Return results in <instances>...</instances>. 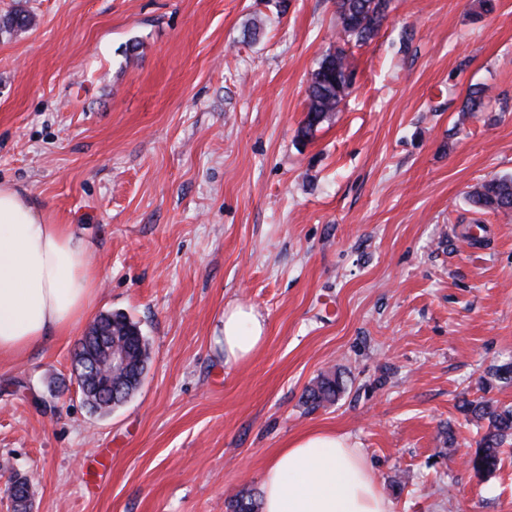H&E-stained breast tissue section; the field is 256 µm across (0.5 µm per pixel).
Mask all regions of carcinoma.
<instances>
[{
	"instance_id": "cac0c4a2",
	"label": "carcinoma",
	"mask_w": 512,
	"mask_h": 512,
	"mask_svg": "<svg viewBox=\"0 0 512 512\" xmlns=\"http://www.w3.org/2000/svg\"><path fill=\"white\" fill-rule=\"evenodd\" d=\"M388 8V0H336V13L340 21L341 36L345 42L363 44L379 30ZM34 17L16 13L1 26L12 31H23L32 26ZM354 74L344 49L336 48L327 54L311 73L307 89V110L299 128V136L310 137L317 127L336 111L353 86ZM469 200L476 206L491 211L512 210V176L487 180L469 192ZM113 352L127 354L126 369L109 373L103 366ZM80 356L100 362L76 375L84 401L95 412L112 408V395L103 382L112 379V385L121 388L124 397L131 396L140 386L148 361L147 343L138 323L121 312L100 315L80 340ZM343 390L339 374L321 376L305 392V402L315 409L333 403ZM463 410L478 420L488 422V431L479 448L468 459V466L479 476L496 470L500 462L501 447L512 437V410L501 408L495 402L480 398L469 401ZM13 484L22 488V494H10L14 512H27L30 501L29 482L16 478ZM232 512H259V502L250 495L240 493L231 502Z\"/></svg>"
}]
</instances>
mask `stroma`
Instances as JSON below:
<instances>
[{
  "label": "stroma",
  "mask_w": 512,
  "mask_h": 512,
  "mask_svg": "<svg viewBox=\"0 0 512 512\" xmlns=\"http://www.w3.org/2000/svg\"><path fill=\"white\" fill-rule=\"evenodd\" d=\"M0 0V182L87 243L96 300L72 333L0 360V512H229L289 439L359 444L394 512H512V445L463 400L512 408V211L467 194L512 174V0H391L342 44L336 0ZM344 46L354 85L309 138L307 80ZM483 90L480 111H463ZM482 240L468 244L469 225ZM267 341L224 360V307ZM138 322L139 390L90 412L72 357L99 314ZM340 373L336 402L304 392ZM462 409L477 420L488 422V431L468 459V466L479 476L491 473L499 465L502 445L512 437V410L485 398L468 401Z\"/></svg>",
  "instance_id": "obj_1"
}]
</instances>
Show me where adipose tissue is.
<instances>
[{"label":"adipose tissue","instance_id":"1","mask_svg":"<svg viewBox=\"0 0 512 512\" xmlns=\"http://www.w3.org/2000/svg\"><path fill=\"white\" fill-rule=\"evenodd\" d=\"M97 275L68 225L49 223L24 190L0 183V358L69 335L92 307ZM251 305L224 310V359L251 360L266 339ZM262 512H393L347 436L306 432L278 449L264 470Z\"/></svg>","mask_w":512,"mask_h":512}]
</instances>
